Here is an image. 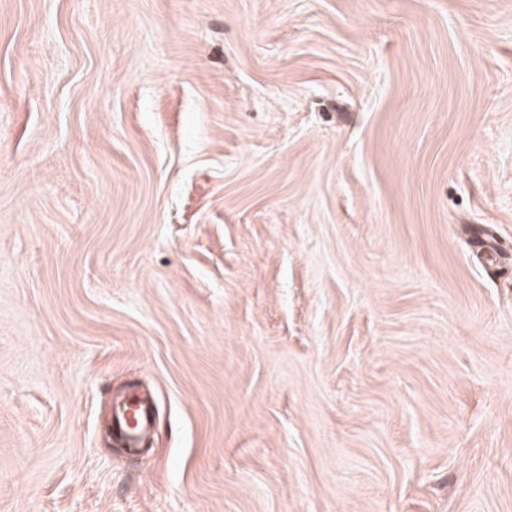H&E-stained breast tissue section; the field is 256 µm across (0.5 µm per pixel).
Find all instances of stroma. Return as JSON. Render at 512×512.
I'll return each mask as SVG.
<instances>
[{
    "instance_id": "35a3bbf8",
    "label": "stroma",
    "mask_w": 512,
    "mask_h": 512,
    "mask_svg": "<svg viewBox=\"0 0 512 512\" xmlns=\"http://www.w3.org/2000/svg\"><path fill=\"white\" fill-rule=\"evenodd\" d=\"M0 512H512V0H0ZM130 421L133 424L130 425ZM153 426V412L148 402L136 397H125L113 408L112 429L126 439L129 447L140 445Z\"/></svg>"
}]
</instances>
